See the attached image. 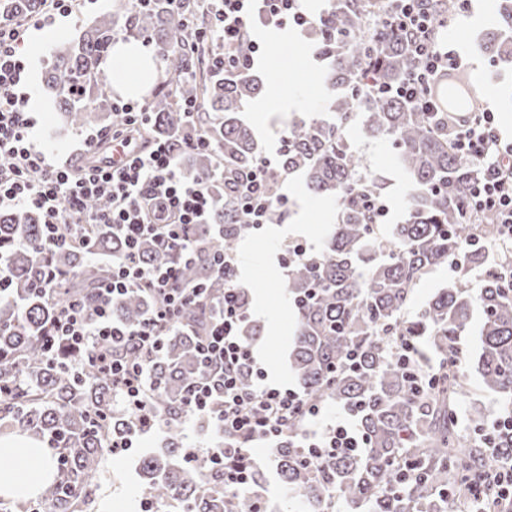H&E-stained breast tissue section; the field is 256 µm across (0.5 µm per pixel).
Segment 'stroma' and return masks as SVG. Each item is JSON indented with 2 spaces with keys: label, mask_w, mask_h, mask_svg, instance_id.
Masks as SVG:
<instances>
[{
  "label": "stroma",
  "mask_w": 512,
  "mask_h": 512,
  "mask_svg": "<svg viewBox=\"0 0 512 512\" xmlns=\"http://www.w3.org/2000/svg\"><path fill=\"white\" fill-rule=\"evenodd\" d=\"M118 0H81L76 12L66 18H57L52 28L59 31L58 40L42 43L40 48L28 52L30 69L23 87L37 121L36 137L39 142L55 153L74 150L85 137L82 128H60L49 112L42 92V70L57 42H67L96 17L116 11ZM496 21L495 0H472V7L465 19L450 21L441 39L442 45L458 51L464 67L482 92L485 107L495 112L498 128L504 139H512V108L507 107L505 95L512 91V70L488 66L479 53L482 35ZM270 25L252 20L249 27L251 39L261 49L254 57V67L268 76V87L283 91L291 97H300L304 104L299 113L317 115L325 112L329 92L320 77L319 63L306 51L282 54L279 63H271L264 44ZM290 112H271L259 118L253 110H246L244 118L252 127L262 154L275 156L279 139L293 120ZM350 148L362 159L363 170L383 185L382 196L389 213L381 232H388L391 225L402 222L407 214L409 182L400 168L398 151L384 139L366 137L359 125H352L346 135ZM288 197V208L277 224H268L251 231L240 241L237 283L251 295L250 319L264 328V336L254 342V355L270 380L296 385L288 363V352L294 328V315L285 296L284 285L288 271L279 263V256L295 241H302L313 251H320L332 224L336 221L335 210L327 203L310 197L301 178L292 177L281 186ZM461 357L467 366L464 374L466 394L457 405L459 417H466L472 406H480L488 417H497L507 410V402L485 389L475 370L480 347V323L472 321L470 328L461 335ZM165 435L153 431L140 435L133 448L119 455L104 457L98 479L97 497L89 512H135L136 500L141 496L143 480L139 474L140 459L150 452L160 450Z\"/></svg>",
  "instance_id": "obj_1"
}]
</instances>
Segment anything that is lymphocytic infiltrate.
<instances>
[{"mask_svg": "<svg viewBox=\"0 0 512 512\" xmlns=\"http://www.w3.org/2000/svg\"><path fill=\"white\" fill-rule=\"evenodd\" d=\"M74 0H41V9L22 17L0 19V209H29L41 216V247L45 254L85 244L81 227L108 224L124 239L127 253L112 264L111 277L99 288L93 302L71 299L61 304L48 336L75 348L96 349V364L112 375L113 387L123 409L133 417L128 436L113 441L118 450L133 446L134 436L166 428L150 403L153 388L143 365L110 356L107 343L131 342L146 354L160 351L162 333L175 322L182 308L202 298V285L179 283L172 267L158 263L141 265L137 248L145 237L161 247L193 249L190 225L208 223L214 205L213 176L184 180L179 172L180 154L205 148L203 130L182 142L149 138L145 133L149 101L113 99V112L123 114L121 125L88 134L75 157L54 163L38 145L36 120L19 88L28 65L19 48L31 31L43 28L45 15L54 11L67 16ZM205 24H191L196 37L216 36L219 44L211 62L225 70L241 65L237 47L249 37V23L260 17L265 23L302 26L308 18L300 0H207ZM388 25L404 33L417 65L401 96L421 112L434 111L429 88L442 70L458 67L460 56L436 41L431 17L438 0H392ZM106 144L131 149L117 166L94 161L96 150ZM457 152L477 161L481 176L468 188L469 205L478 212H492L500 238L512 240V141L498 131L494 112L486 110L461 125L455 136ZM272 161L259 157L248 172L235 178L232 193L239 212L252 228H260L272 209L285 208L286 195L273 188L268 173ZM103 199L106 209L87 212L86 203ZM216 265L229 282L220 313L198 348L206 365L204 378L193 383L184 400L183 418L209 419L223 435L220 443L204 452L212 464L223 466L224 486L237 491L250 488L253 466L248 445L262 442L278 446L293 420L305 428L298 437L309 463L345 451H359L367 441L351 418L322 423L320 406L306 401L295 388L269 383L259 368L244 336L249 313L244 309L243 288L236 283L237 258L222 255ZM147 289L157 298L153 312L139 327L129 329L112 316V305L128 292ZM255 376L252 387L240 384L242 372Z\"/></svg>", "mask_w": 512, "mask_h": 512, "instance_id": "obj_1", "label": "lymphocytic infiltrate"}]
</instances>
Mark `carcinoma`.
Returning <instances> with one entry per match:
<instances>
[{
  "mask_svg": "<svg viewBox=\"0 0 512 512\" xmlns=\"http://www.w3.org/2000/svg\"><path fill=\"white\" fill-rule=\"evenodd\" d=\"M385 0H324L310 21L314 49L325 62L324 82L332 90L327 116H302L289 126L286 150L271 174L300 173L306 190L336 205L337 223L322 252L288 269L285 293L295 316L289 358L304 398L336 402L352 413L367 448L308 467L294 434L272 449L284 487L297 493L298 512H449L448 505L470 502L471 486L486 469L512 459V435L499 438L494 454L480 447L485 414L473 409L460 425L456 401L465 393L456 338L470 326L474 308L481 315L478 371L485 388L512 401V288L503 274L512 267V248L497 247L495 219L469 209L467 192L477 167L455 149V125L473 112L481 90L461 69L439 75L431 94L440 112H418L394 94L367 92V80L397 88L416 66L405 40L383 22ZM39 0H3L0 14L38 10ZM199 0H152L146 7L118 11L95 20L76 39L57 47L45 68L43 91L56 118L82 127L122 117L90 108L109 78L102 58L112 46L115 27L132 36L148 34L158 48L173 46L197 15ZM497 23L486 34L481 53L490 63L512 65V0H497ZM212 43L194 42L170 51L165 62L173 82L152 107L149 132L155 137L204 130L211 147L182 155V175L197 178L224 164L231 177L253 167L260 156L253 130L241 112L267 87L265 76L243 69L225 73L210 65ZM197 103L185 112L184 103ZM391 141L410 183L407 215L387 236L376 232L361 195L381 196L379 181L364 173L360 157L346 143L349 125ZM211 223L190 230L196 248L161 250L151 240L140 247L145 266L171 265L181 281L205 283L209 293L184 307L162 336V350L147 357L127 346L116 349L128 362L146 364L155 388V412L168 421L162 450L144 457V500L178 512H258L249 491L224 489V468L192 457L182 442L179 412L186 391L203 373L198 345L224 294L225 280L214 273L215 257L236 251L251 227L240 219L224 181L214 185ZM88 247L51 255L63 272L57 299L94 298L108 267L90 253L120 258L124 240L105 224L84 227ZM41 219L33 210L0 212V247L8 248L10 288L0 297V436L24 435L52 450L53 479L34 501L0 499V512H87L96 499V478L112 438L125 434L129 414L115 408L112 374L90 364L91 350L63 344L46 351L44 336L57 305L34 284L45 257ZM26 241L18 247L16 242ZM478 244H473V241ZM457 259V276L412 317L415 288L430 270ZM481 286L471 292L473 274ZM148 290L124 296L112 316L137 327L153 310ZM409 336L422 353L442 363L440 378L428 383L399 362L394 339ZM357 354V365L347 355Z\"/></svg>",
  "mask_w": 512,
  "mask_h": 512,
  "instance_id": "cac0c4a2",
  "label": "carcinoma"
}]
</instances>
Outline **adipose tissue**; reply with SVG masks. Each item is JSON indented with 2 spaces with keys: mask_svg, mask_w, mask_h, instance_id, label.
Segmentation results:
<instances>
[{
  "mask_svg": "<svg viewBox=\"0 0 512 512\" xmlns=\"http://www.w3.org/2000/svg\"><path fill=\"white\" fill-rule=\"evenodd\" d=\"M112 67V86L132 97L145 96L157 75V62L134 41L117 43L109 59ZM0 457H14L29 462L32 471L22 476L10 470H0V496L18 498L36 493L45 480L51 479L54 470L50 458L43 449L26 444L0 446Z\"/></svg>",
  "mask_w": 512,
  "mask_h": 512,
  "instance_id": "1",
  "label": "adipose tissue"
}]
</instances>
